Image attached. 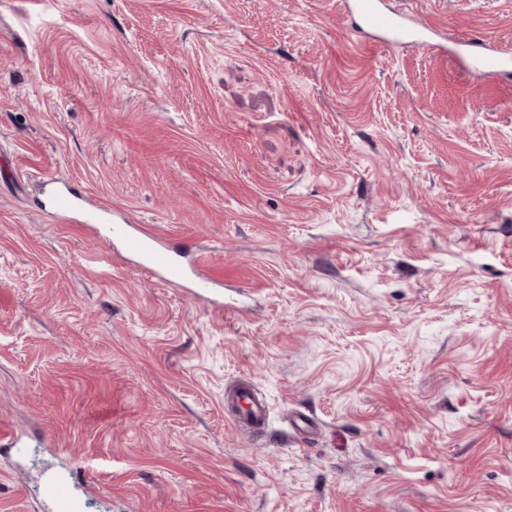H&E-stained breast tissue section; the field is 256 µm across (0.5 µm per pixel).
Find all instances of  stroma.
I'll use <instances>...</instances> for the list:
<instances>
[{
    "label": "stroma",
    "mask_w": 512,
    "mask_h": 512,
    "mask_svg": "<svg viewBox=\"0 0 512 512\" xmlns=\"http://www.w3.org/2000/svg\"><path fill=\"white\" fill-rule=\"evenodd\" d=\"M0 0V512H512V0ZM237 313L37 208L46 176ZM268 421H232L237 385ZM307 415L298 427L294 413ZM347 7L357 13L363 28L376 31L390 42H407L417 48H440L432 42V33L424 26L410 27L404 21L402 13L392 12L382 7L381 0H351L344 2ZM475 50L466 59L467 63L477 64L484 73L495 75L511 63L510 51H506L487 39L470 44ZM80 476L77 465L45 476L41 484L42 497L51 512H81V499L75 493Z\"/></svg>",
    "instance_id": "1"
}]
</instances>
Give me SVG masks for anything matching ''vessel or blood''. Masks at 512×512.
I'll list each match as a JSON object with an SVG mask.
<instances>
[{
	"mask_svg": "<svg viewBox=\"0 0 512 512\" xmlns=\"http://www.w3.org/2000/svg\"><path fill=\"white\" fill-rule=\"evenodd\" d=\"M347 6L357 13L363 28L375 31L390 42H407L419 48L432 47L429 28L409 26L403 14L387 10L382 0H348ZM469 62L477 64L484 73L494 75L512 65V52L506 51L489 40L474 41ZM47 202L59 215L67 217L79 214L85 224L103 225L105 239L113 254L134 259L139 271L154 280L163 281L179 288L185 294L207 302L215 309L235 312L233 303L225 301L222 285L212 279L201 267H187L174 257L170 245L157 233L143 226H134L117 219L110 208H85L77 193L68 186H51ZM239 406L235 420L248 419L255 427H262L267 403L252 389L238 393ZM81 476L78 467L57 469L45 476L42 497L50 512H81L82 503L75 492Z\"/></svg>",
	"mask_w": 512,
	"mask_h": 512,
	"instance_id": "obj_1",
	"label": "vessel or blood"
}]
</instances>
